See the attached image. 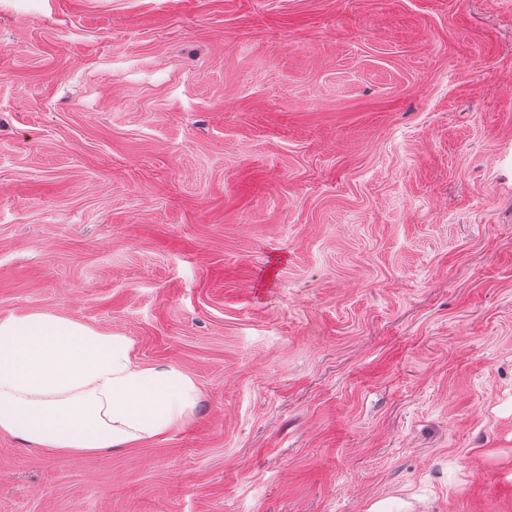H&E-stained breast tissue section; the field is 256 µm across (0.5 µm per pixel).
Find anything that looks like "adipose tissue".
Segmentation results:
<instances>
[{"mask_svg": "<svg viewBox=\"0 0 512 512\" xmlns=\"http://www.w3.org/2000/svg\"><path fill=\"white\" fill-rule=\"evenodd\" d=\"M200 392L132 340L52 313L0 320V435L62 454L131 448L189 423Z\"/></svg>", "mask_w": 512, "mask_h": 512, "instance_id": "1", "label": "adipose tissue"}]
</instances>
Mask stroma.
Wrapping results in <instances>:
<instances>
[{
	"instance_id": "35a3bbf8",
	"label": "stroma",
	"mask_w": 512,
	"mask_h": 512,
	"mask_svg": "<svg viewBox=\"0 0 512 512\" xmlns=\"http://www.w3.org/2000/svg\"><path fill=\"white\" fill-rule=\"evenodd\" d=\"M192 422L0 435V512H512V0H0V319Z\"/></svg>"
}]
</instances>
